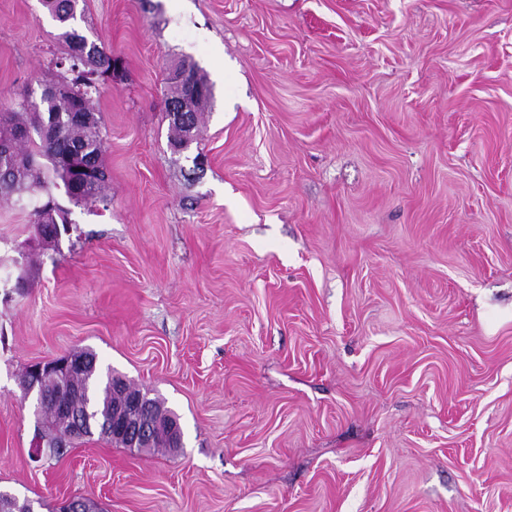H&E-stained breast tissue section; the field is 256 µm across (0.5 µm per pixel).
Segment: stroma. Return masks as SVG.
<instances>
[{
  "label": "stroma",
  "mask_w": 512,
  "mask_h": 512,
  "mask_svg": "<svg viewBox=\"0 0 512 512\" xmlns=\"http://www.w3.org/2000/svg\"><path fill=\"white\" fill-rule=\"evenodd\" d=\"M120 58L103 198L0 202V490L58 512H512V0H82ZM0 0V111L63 80ZM213 86L175 153L167 75ZM206 160L193 168L195 154ZM93 350L182 447L33 460L26 369Z\"/></svg>",
  "instance_id": "stroma-1"
}]
</instances>
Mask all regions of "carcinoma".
Segmentation results:
<instances>
[{
    "mask_svg": "<svg viewBox=\"0 0 512 512\" xmlns=\"http://www.w3.org/2000/svg\"><path fill=\"white\" fill-rule=\"evenodd\" d=\"M47 12L65 28L68 46L66 54L55 62L57 68L73 75L66 85L69 89L57 95L42 92L25 93L16 106L0 112V133H18L8 150H0V201H9L25 188L35 187L46 194V200L33 207L31 220L34 224H55L59 217L51 187L63 183L70 202L75 205L93 202L100 198L105 180L82 183L76 180L74 168L81 159L92 158L101 163L103 138L99 117L95 110V98L103 82L98 71L88 68L75 52H85L97 61L99 68L107 70L116 57L104 46L90 41L76 28L79 0H41ZM173 91L166 104L185 101L188 103L189 123L177 121L171 124V145L189 146L199 135L201 112L212 97V86L205 74L194 64H180L170 73ZM81 112L85 119L76 121L72 114ZM43 127H54L58 133L53 139L40 135ZM112 370L77 375L74 381L88 384L90 406L96 407L112 401L110 380ZM42 424L53 436L55 432H67L64 415L58 408L45 404L41 410Z\"/></svg>",
    "mask_w": 512,
    "mask_h": 512,
    "instance_id": "cac0c4a2",
    "label": "carcinoma"
}]
</instances>
